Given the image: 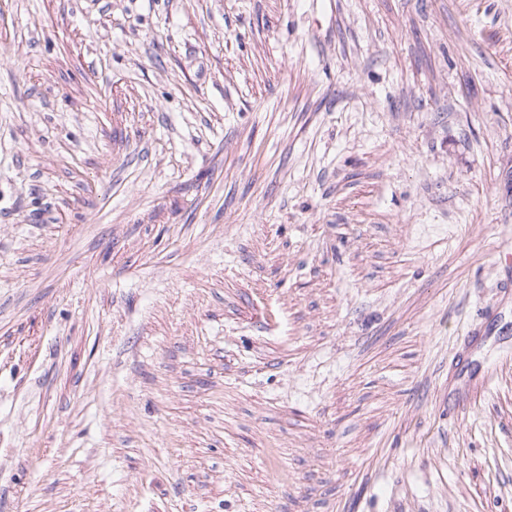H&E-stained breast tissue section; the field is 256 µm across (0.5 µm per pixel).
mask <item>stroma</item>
<instances>
[{"instance_id":"stroma-1","label":"stroma","mask_w":512,"mask_h":512,"mask_svg":"<svg viewBox=\"0 0 512 512\" xmlns=\"http://www.w3.org/2000/svg\"><path fill=\"white\" fill-rule=\"evenodd\" d=\"M512 0H0V512H512Z\"/></svg>"}]
</instances>
